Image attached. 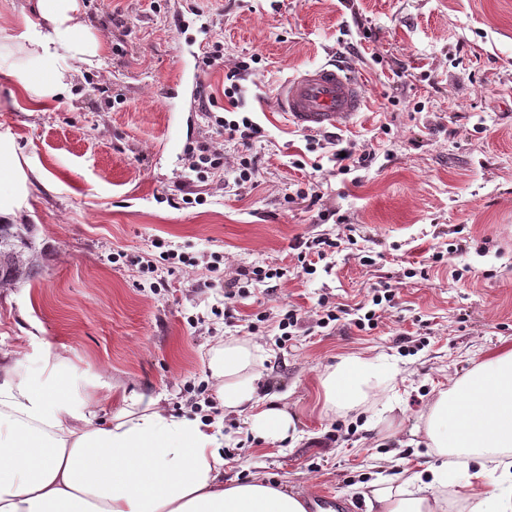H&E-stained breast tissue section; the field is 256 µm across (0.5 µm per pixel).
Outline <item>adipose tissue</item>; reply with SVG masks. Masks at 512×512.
Instances as JSON below:
<instances>
[{
  "label": "adipose tissue",
  "mask_w": 512,
  "mask_h": 512,
  "mask_svg": "<svg viewBox=\"0 0 512 512\" xmlns=\"http://www.w3.org/2000/svg\"><path fill=\"white\" fill-rule=\"evenodd\" d=\"M36 20L15 38L21 56L11 74L29 111H46L72 84L75 69L101 63L102 43L77 0H29ZM67 45L73 65L38 77L36 63ZM256 346L231 339L213 348L208 369L225 413L246 415L254 437L297 440L292 415L279 407L257 409L253 365ZM371 360L342 358L320 376L325 402L347 414L359 412L376 389ZM56 367L45 363L37 378L16 366L0 367V512H305L301 495L270 484L224 478L220 452L224 422L167 412L158 395L131 392L101 423L78 395L56 394ZM415 433L440 457L396 480L382 477L365 499L373 512H444L437 487L448 483L458 457L475 466L457 494L472 512H512V349L476 362L448 389L438 391ZM498 478L486 485L487 471ZM424 481L426 495L410 485Z\"/></svg>",
  "instance_id": "ef3b65f1"
}]
</instances>
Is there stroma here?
<instances>
[{
	"mask_svg": "<svg viewBox=\"0 0 512 512\" xmlns=\"http://www.w3.org/2000/svg\"><path fill=\"white\" fill-rule=\"evenodd\" d=\"M103 44L99 67L73 77L44 112L25 111L0 55V142L17 157L0 173L17 221L34 225L29 281L0 284V364L38 376L56 364L61 395L77 393L110 417L123 391L163 395L174 414L223 418L227 477L260 474L291 492H332L368 512L362 495L386 458L411 467L426 454L410 441L436 391L474 363L512 346V0H78ZM224 44V66L201 57ZM123 44L124 55L112 52ZM258 56L245 75L244 111L262 135L253 151L261 184L211 192L176 186L185 147L207 128L206 89L224 105L226 64ZM336 59L351 66L368 103L354 127L305 132L275 109L282 82ZM389 133H382V126ZM375 154L372 165L335 174V146ZM318 161L320 170L295 168ZM321 182L319 205L282 208L289 186ZM202 196L203 204H185ZM335 210L342 223L320 222ZM341 240L330 270L296 273L295 245ZM356 245L346 244V236ZM191 256L224 255V271L288 267L276 288L213 315L221 289L209 272H143L135 259L155 242ZM465 243L463 254L450 245ZM445 254L433 262L434 251ZM373 256L375 265L363 263ZM425 276H418V269ZM462 278H455L456 270ZM398 295L378 326L321 328L319 298L354 307L377 282ZM290 304L308 330L277 348L276 318ZM268 321L255 333L256 312ZM198 325H190V318ZM409 347H402L401 337ZM260 346L258 405L271 396L293 416L296 443L253 438L245 417L226 414L207 365L229 338ZM373 359L387 373L359 417L329 410L319 377L343 357ZM207 385L211 406L188 390ZM398 402L393 414L386 401Z\"/></svg>",
	"mask_w": 512,
	"mask_h": 512,
	"instance_id": "obj_1",
	"label": "stroma"
}]
</instances>
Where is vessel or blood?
<instances>
[{
  "mask_svg": "<svg viewBox=\"0 0 512 512\" xmlns=\"http://www.w3.org/2000/svg\"><path fill=\"white\" fill-rule=\"evenodd\" d=\"M277 108L288 122L305 131L351 127L366 106V88L345 66L329 62L288 78L280 86ZM307 512H354L350 501L331 493H314Z\"/></svg>",
  "mask_w": 512,
  "mask_h": 512,
  "instance_id": "vessel-or-blood-1",
  "label": "vessel or blood"
}]
</instances>
